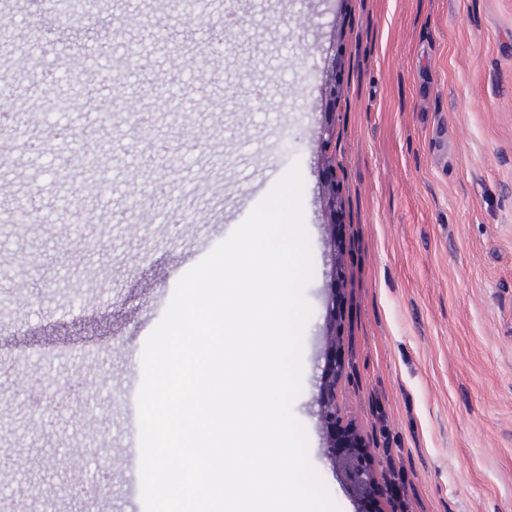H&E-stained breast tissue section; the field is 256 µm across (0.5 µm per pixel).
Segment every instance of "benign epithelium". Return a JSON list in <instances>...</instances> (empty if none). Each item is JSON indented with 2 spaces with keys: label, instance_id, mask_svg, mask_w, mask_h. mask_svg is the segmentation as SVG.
Instances as JSON below:
<instances>
[{
  "label": "benign epithelium",
  "instance_id": "obj_1",
  "mask_svg": "<svg viewBox=\"0 0 512 512\" xmlns=\"http://www.w3.org/2000/svg\"><path fill=\"white\" fill-rule=\"evenodd\" d=\"M340 79L336 66H331V74L324 84V95L334 104L340 96ZM324 155L321 160V179L324 185L325 210L328 214L327 226L334 254L333 283H341L344 279L343 256L344 245L341 238L343 227V203L340 197L342 188L341 170L329 149L335 137V123L328 121L324 125ZM342 338L340 334L329 333L326 348L327 363L323 376V387L319 396V413L323 420L327 435L328 447L333 457L342 465L346 482L352 488L357 499L369 504L373 500L377 477L374 461L368 449L352 433V429L341 423L340 409L336 404V377L341 374L344 363L340 357Z\"/></svg>",
  "mask_w": 512,
  "mask_h": 512
}]
</instances>
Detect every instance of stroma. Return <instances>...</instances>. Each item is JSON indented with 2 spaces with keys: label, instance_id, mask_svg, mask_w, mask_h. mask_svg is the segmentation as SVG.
I'll return each instance as SVG.
<instances>
[{
  "label": "stroma",
  "instance_id": "35a3bbf8",
  "mask_svg": "<svg viewBox=\"0 0 512 512\" xmlns=\"http://www.w3.org/2000/svg\"><path fill=\"white\" fill-rule=\"evenodd\" d=\"M18 35L57 49L14 77L6 110L47 157L99 156L94 170L33 171L0 138V483L25 512H144L137 394L144 342L178 279L239 225L291 166L303 181L312 255L304 288L302 391L293 412L339 512H360L317 416L322 338L342 327V419L369 448L381 512H512V0H213L196 26L165 28L149 70L124 53L150 42L142 0H99L51 19L13 0ZM113 85L91 92L61 145L29 111L61 54L101 46ZM337 56L334 155L342 161L345 280L332 301L323 188L314 171ZM191 111L160 118V87ZM121 89L112 118L96 102ZM44 379L32 389L22 381ZM74 453L69 471L56 464ZM109 467L92 510L72 488Z\"/></svg>",
  "mask_w": 512,
  "mask_h": 512
}]
</instances>
